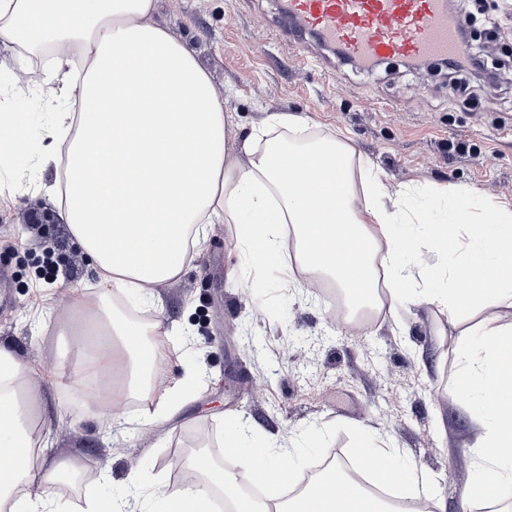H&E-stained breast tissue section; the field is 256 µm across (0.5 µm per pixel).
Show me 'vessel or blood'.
I'll return each instance as SVG.
<instances>
[{"instance_id": "b4317fda", "label": "vessel or blood", "mask_w": 512, "mask_h": 512, "mask_svg": "<svg viewBox=\"0 0 512 512\" xmlns=\"http://www.w3.org/2000/svg\"><path fill=\"white\" fill-rule=\"evenodd\" d=\"M448 0H286L282 32L311 36L361 67L461 54Z\"/></svg>"}]
</instances>
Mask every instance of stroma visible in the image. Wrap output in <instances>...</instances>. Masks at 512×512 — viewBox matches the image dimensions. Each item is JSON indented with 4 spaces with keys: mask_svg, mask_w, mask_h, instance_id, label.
I'll list each match as a JSON object with an SVG mask.
<instances>
[{
    "mask_svg": "<svg viewBox=\"0 0 512 512\" xmlns=\"http://www.w3.org/2000/svg\"><path fill=\"white\" fill-rule=\"evenodd\" d=\"M283 9V0H153L152 21L206 71L236 133L289 114L307 137L348 138L391 185L474 190L512 204V0H481L468 26L496 80L461 74L465 89L453 96L439 61L412 69L388 60L366 70L311 37L297 52L278 34ZM1 76L0 106L26 114L30 143L26 155L0 157L26 174L22 184L0 186V270L11 274L0 282V346L39 372L37 409L50 455L81 463L55 490L59 512H84L90 501L109 512L113 497L134 483L147 491L191 484L187 460L196 448L210 449L225 472L245 470V455H224L231 417L271 448L323 430L324 440L295 457L304 472L337 451L362 462L370 454L364 439L389 434L428 474L427 498L440 501L442 512H463L472 450L484 430L457 394L459 328L425 303L382 309L361 329L336 323L301 270L275 266L258 276L242 266L232 224L209 225L195 260L155 288L150 307L115 294L113 306L127 319L162 321L168 334L161 382L128 408L132 415L157 409L156 418L106 425L91 388L61 379L77 360L64 354L71 340L59 333L68 301L100 284L48 192L62 167L39 161L51 144L49 91L67 90L63 109L77 103L73 61L30 59L1 40ZM31 211L51 212L54 221L30 230L23 215ZM52 243L62 261L47 276L42 247ZM176 383L180 404L158 410Z\"/></svg>",
    "mask_w": 512,
    "mask_h": 512,
    "instance_id": "35a3bbf8",
    "label": "stroma"
}]
</instances>
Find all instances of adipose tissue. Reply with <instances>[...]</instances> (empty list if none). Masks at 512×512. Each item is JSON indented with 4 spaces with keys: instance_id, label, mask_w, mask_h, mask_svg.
Wrapping results in <instances>:
<instances>
[{
    "instance_id": "adipose-tissue-1",
    "label": "adipose tissue",
    "mask_w": 512,
    "mask_h": 512,
    "mask_svg": "<svg viewBox=\"0 0 512 512\" xmlns=\"http://www.w3.org/2000/svg\"><path fill=\"white\" fill-rule=\"evenodd\" d=\"M152 8V0H0V40L32 57L75 53L82 72L83 110L57 114L47 156L66 148V222L103 284L97 295H73L67 333L91 340L94 360L125 375L104 388L100 405L111 415L126 411L140 388L144 354L159 355L157 339L166 333L162 321L146 328L111 313L112 289L151 299L192 261L208 225L234 224L250 271L294 259L309 281L344 292L349 318L384 303L425 302L462 327L469 338L464 398L484 428L463 498L500 502L512 485V323L493 310L512 306V206L472 192L416 205L412 188L390 187L347 139L327 137L303 152L284 148L275 129L302 131L286 115L232 136L223 98L185 45L152 22ZM300 157L308 168H295ZM423 238L442 260L416 271L409 258ZM353 241L361 245L355 256ZM146 335L154 341L144 348ZM32 373L0 346V450L20 457L15 470L0 474V512H56V485L75 467L71 459L32 464L42 442ZM367 445L378 461L374 482L392 487L395 497H417L426 477L388 435ZM293 454L261 449L267 496L249 501V512H388L339 467L282 498L297 475ZM205 458L197 452L187 461L196 486L134 487L113 501L112 512H210L217 489L232 504L245 500L238 480Z\"/></svg>"
}]
</instances>
